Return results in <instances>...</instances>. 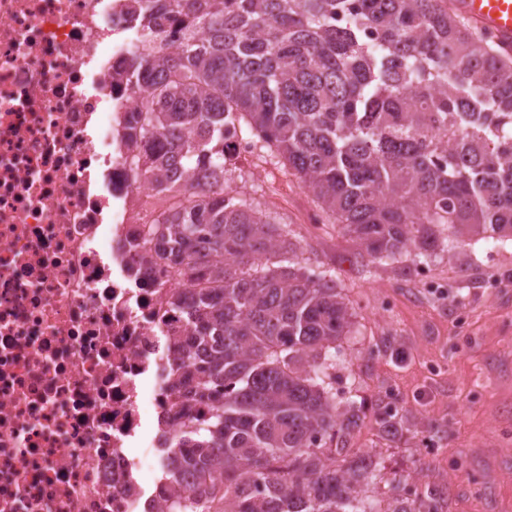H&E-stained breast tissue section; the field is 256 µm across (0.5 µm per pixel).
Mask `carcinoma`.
<instances>
[{
    "instance_id": "obj_1",
    "label": "carcinoma",
    "mask_w": 512,
    "mask_h": 512,
    "mask_svg": "<svg viewBox=\"0 0 512 512\" xmlns=\"http://www.w3.org/2000/svg\"><path fill=\"white\" fill-rule=\"evenodd\" d=\"M127 15L120 79L140 101L122 137L135 175L178 198L152 260L196 285L197 345L174 355L193 371L186 404L212 406L164 449L167 512H443L445 486L384 508L369 495L379 456L349 447L361 408L326 382L347 305L294 262L246 271L293 248L224 186V125L283 158L362 258L426 251L436 224L450 251L512 240V55L452 0H128ZM401 422L389 403L372 417L386 436Z\"/></svg>"
}]
</instances>
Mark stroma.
I'll return each instance as SVG.
<instances>
[{
  "instance_id": "35a3bbf8",
  "label": "stroma",
  "mask_w": 512,
  "mask_h": 512,
  "mask_svg": "<svg viewBox=\"0 0 512 512\" xmlns=\"http://www.w3.org/2000/svg\"><path fill=\"white\" fill-rule=\"evenodd\" d=\"M224 182L285 225L301 266L331 275L344 296L354 328L336 343L337 398L367 409L391 401L408 417L397 435L366 421L351 436L382 458L375 498L392 495L393 472L414 471L405 493L447 485L444 512H512V244L371 262L342 224L307 223L318 200L266 149Z\"/></svg>"
}]
</instances>
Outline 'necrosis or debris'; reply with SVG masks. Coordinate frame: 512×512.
<instances>
[{
    "instance_id": "necrosis-or-debris-1",
    "label": "necrosis or debris",
    "mask_w": 512,
    "mask_h": 512,
    "mask_svg": "<svg viewBox=\"0 0 512 512\" xmlns=\"http://www.w3.org/2000/svg\"><path fill=\"white\" fill-rule=\"evenodd\" d=\"M130 27L127 0H0V512H166L145 473L184 420L167 300L193 285L146 261Z\"/></svg>"
}]
</instances>
